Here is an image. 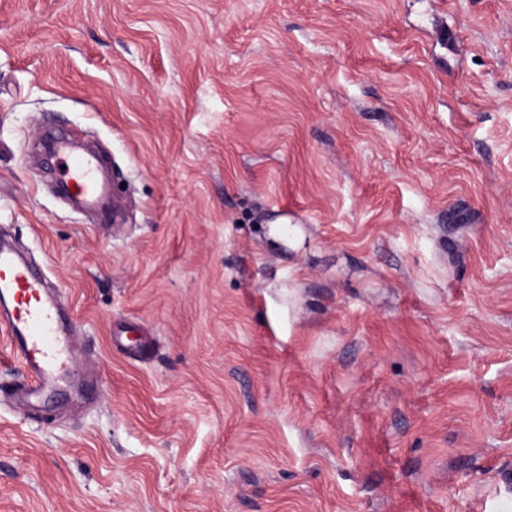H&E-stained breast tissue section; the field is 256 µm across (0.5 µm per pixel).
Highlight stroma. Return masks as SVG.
Wrapping results in <instances>:
<instances>
[{"instance_id": "1", "label": "stroma", "mask_w": 512, "mask_h": 512, "mask_svg": "<svg viewBox=\"0 0 512 512\" xmlns=\"http://www.w3.org/2000/svg\"><path fill=\"white\" fill-rule=\"evenodd\" d=\"M0 237V512H512V0H0ZM56 152L60 154L61 174L68 181V185L77 191L82 199L93 201L100 187L97 180L99 159L92 154L72 155L69 142L65 139L57 142ZM0 292L14 301L5 327L27 368L23 384H29L31 396L41 397L66 372L72 342L59 324L57 307L47 297L42 278L6 250L0 251Z\"/></svg>"}]
</instances>
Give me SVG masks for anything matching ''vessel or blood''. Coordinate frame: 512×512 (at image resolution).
I'll return each instance as SVG.
<instances>
[{
	"label": "vessel or blood",
	"mask_w": 512,
	"mask_h": 512,
	"mask_svg": "<svg viewBox=\"0 0 512 512\" xmlns=\"http://www.w3.org/2000/svg\"><path fill=\"white\" fill-rule=\"evenodd\" d=\"M57 152L69 186L82 199L93 201L100 187L98 158L72 155L64 139L58 141ZM0 292L14 301L7 328L27 368L28 392L41 397L55 388L64 373L73 356L72 342L59 324L57 307L49 300L42 278L6 250L0 251Z\"/></svg>",
	"instance_id": "1"
}]
</instances>
